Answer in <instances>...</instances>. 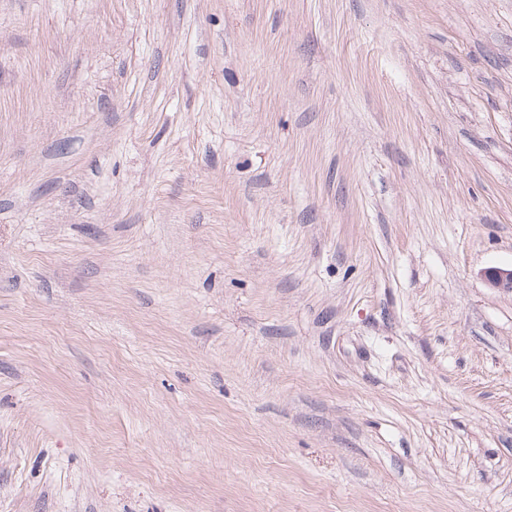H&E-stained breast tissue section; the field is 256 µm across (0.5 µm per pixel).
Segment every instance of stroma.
<instances>
[{
  "label": "stroma",
  "instance_id": "obj_1",
  "mask_svg": "<svg viewBox=\"0 0 512 512\" xmlns=\"http://www.w3.org/2000/svg\"><path fill=\"white\" fill-rule=\"evenodd\" d=\"M512 0H0V512H512ZM483 276L489 288L512 294V268H488L483 272Z\"/></svg>",
  "mask_w": 512,
  "mask_h": 512
}]
</instances>
